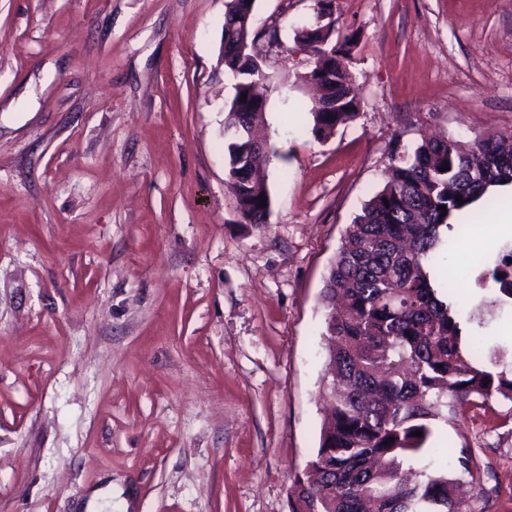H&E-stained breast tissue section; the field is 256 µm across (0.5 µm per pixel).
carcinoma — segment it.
<instances>
[{"label": "carcinoma", "mask_w": 512, "mask_h": 512, "mask_svg": "<svg viewBox=\"0 0 512 512\" xmlns=\"http://www.w3.org/2000/svg\"><path fill=\"white\" fill-rule=\"evenodd\" d=\"M254 4L226 2L224 73L233 96L224 128H238L245 137L226 134L224 145L226 185L238 213L249 224H263L267 209L259 207V197L269 194L266 176L244 160L248 145H265L255 128L267 75L254 46L261 38L277 42L278 30L257 32L245 23L253 19ZM306 39L317 46L304 79L318 80L321 99L335 105L331 112L308 109L311 133L322 141L358 113L348 68L353 38L338 41L334 28L316 24ZM325 56L330 70L318 76L314 68ZM444 165L448 170H440ZM504 183L512 185L511 131L468 142L434 137L410 153L392 154L388 182L348 225L322 291L330 378L322 398L332 413L323 416L319 446L305 470L294 476L291 512H474L470 500L456 494L459 480L418 464L438 423L470 406L512 402V369L500 367L501 349L486 363L472 362L481 347L474 339L462 341L463 321L450 298L439 294L431 267L443 233L454 229L450 219ZM479 283L512 298V265L494 262ZM416 430L423 435H413ZM458 461L466 483L479 488L471 450L462 449Z\"/></svg>", "instance_id": "obj_1"}]
</instances>
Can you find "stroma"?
<instances>
[{"label":"stroma","mask_w":512,"mask_h":512,"mask_svg":"<svg viewBox=\"0 0 512 512\" xmlns=\"http://www.w3.org/2000/svg\"><path fill=\"white\" fill-rule=\"evenodd\" d=\"M226 0H0V512H290L318 446L321 291L393 146L512 130V0H334L360 109L316 140L297 30L314 0H256L269 77L266 223L226 184ZM470 212L434 273L466 332L512 362V300L473 260L511 239ZM431 468L485 474L512 512V403L439 425Z\"/></svg>","instance_id":"35a3bbf8"}]
</instances>
